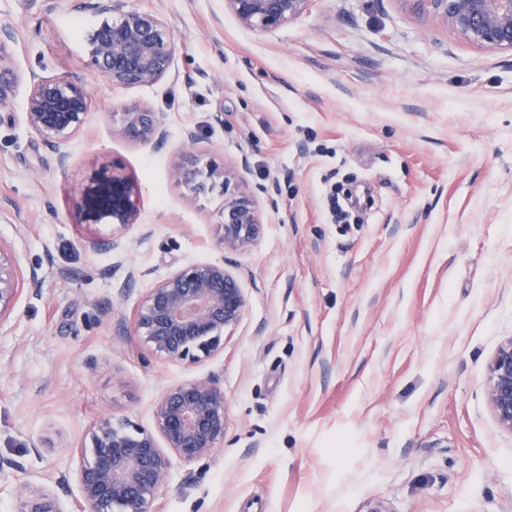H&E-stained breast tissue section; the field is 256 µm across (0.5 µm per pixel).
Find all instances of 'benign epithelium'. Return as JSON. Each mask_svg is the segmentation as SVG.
Masks as SVG:
<instances>
[{"instance_id":"obj_1","label":"benign epithelium","mask_w":512,"mask_h":512,"mask_svg":"<svg viewBox=\"0 0 512 512\" xmlns=\"http://www.w3.org/2000/svg\"><path fill=\"white\" fill-rule=\"evenodd\" d=\"M310 0H224L246 28L265 31L301 16ZM414 13L452 30L470 44L512 53V0H402ZM103 22L91 39L90 64L114 87L153 84L164 78L174 61V36L157 13L122 9ZM12 36L0 32V104H8L21 82L28 85L25 120L43 141L57 147L55 163L66 167L69 154L59 145L84 125L88 93L62 76L23 73L11 51ZM112 135L132 143L159 142L166 119L144 105H128L112 115ZM176 181L195 193L220 188L224 193V249H249L261 223L252 200L229 192L236 174L210 165L201 170L193 156L174 169ZM86 223L132 224L137 203L127 180L108 168L90 177L83 188ZM19 258L0 247V316L10 309L19 290ZM246 310L238 280L224 265L191 263L170 274L143 295L132 320L157 357L193 364L224 349V334L235 330ZM487 404L498 426L512 434V338L503 342L488 365ZM228 403L224 387L212 377L167 387L153 411L152 425L130 419L101 417L88 432V452L77 473L80 497L76 512H158L155 504L166 486L172 458L185 464L215 460L224 446ZM18 512H63L52 491L21 497Z\"/></svg>"}]
</instances>
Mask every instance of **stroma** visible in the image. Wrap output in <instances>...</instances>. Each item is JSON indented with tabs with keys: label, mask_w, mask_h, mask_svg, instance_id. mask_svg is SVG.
<instances>
[{
	"label": "stroma",
	"mask_w": 512,
	"mask_h": 512,
	"mask_svg": "<svg viewBox=\"0 0 512 512\" xmlns=\"http://www.w3.org/2000/svg\"><path fill=\"white\" fill-rule=\"evenodd\" d=\"M129 4L176 51L162 80L115 88L88 64L98 0H0L19 68L90 95L63 171L26 124L27 84L0 107V247L42 277L0 317V512L43 489L72 512L100 417L150 426L167 387L210 375L224 446L174 461L159 512H512V434L485 400L512 337V55L402 0H311L263 32L224 0ZM131 104L166 115L163 143L113 138ZM189 152L238 172L263 223L249 250L224 248L222 194L173 179ZM112 165L136 219L85 223L80 189ZM342 182L369 191L360 223L332 217ZM195 262L223 264L246 313L223 351L166 362L134 310Z\"/></svg>",
	"instance_id": "stroma-1"
}]
</instances>
